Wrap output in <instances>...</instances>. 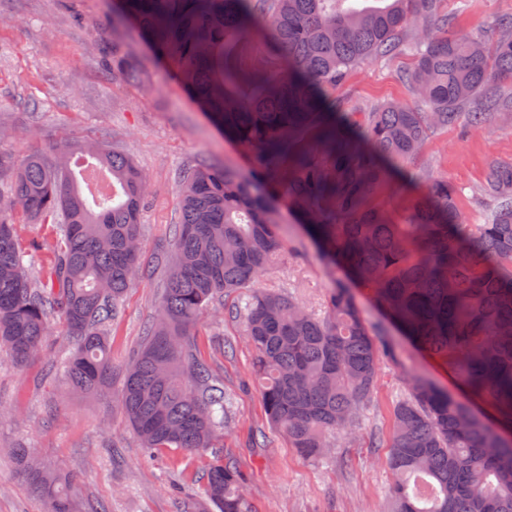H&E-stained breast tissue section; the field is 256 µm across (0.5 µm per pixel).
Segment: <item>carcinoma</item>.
<instances>
[{
	"label": "carcinoma",
	"mask_w": 512,
	"mask_h": 512,
	"mask_svg": "<svg viewBox=\"0 0 512 512\" xmlns=\"http://www.w3.org/2000/svg\"><path fill=\"white\" fill-rule=\"evenodd\" d=\"M112 0L211 120L250 155L264 195L227 169L197 165L181 179V206L160 315L118 395L147 454L212 447L228 419L224 384L198 355L203 313L243 288L242 322L271 423L309 458L326 435L348 431L376 390L381 355L350 289H329L320 314L292 294L259 288L284 258L277 198L331 263L370 290L402 336L448 366L460 399L423 377L393 411L386 466L391 512H512V163L493 162L474 192L472 223L459 187L412 164L439 132H479L512 118V11L473 38L453 27L447 0ZM400 54L402 79L427 106L382 104L344 112L336 90L350 72ZM139 71L112 50V83ZM400 176L414 191L401 208L376 203ZM0 346L23 364L57 318L74 341L62 359L76 390L112 378L105 327L146 261L138 240L146 181L126 153L69 142L16 157L0 150ZM58 221L47 275L24 262L16 215ZM481 401L500 429L478 417ZM47 512H83L61 470L12 450ZM183 512H249L243 478L214 452L203 495Z\"/></svg>",
	"instance_id": "obj_1"
}]
</instances>
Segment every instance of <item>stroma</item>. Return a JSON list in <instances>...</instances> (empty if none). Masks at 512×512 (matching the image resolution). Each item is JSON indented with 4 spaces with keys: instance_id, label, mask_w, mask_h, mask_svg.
Returning <instances> with one entry per match:
<instances>
[{
    "instance_id": "stroma-1",
    "label": "stroma",
    "mask_w": 512,
    "mask_h": 512,
    "mask_svg": "<svg viewBox=\"0 0 512 512\" xmlns=\"http://www.w3.org/2000/svg\"><path fill=\"white\" fill-rule=\"evenodd\" d=\"M116 42L141 73L137 86L112 83ZM407 65L404 58L361 65L336 97L348 112L377 103H412L400 78ZM65 139L106 141L130 155L146 175L140 246L152 265L128 290L108 328V392L86 396L71 388L58 363L68 348L60 325H53L43 352L25 365H16L0 349V512L46 510L11 458V448L19 444L68 472L82 506L100 504L108 512H181L184 493L202 488L199 477L212 461L211 450L187 454L162 448L157 461H147L116 397L158 313L164 266L156 258L173 247L183 171L208 162L247 179L252 169L244 149L186 96L138 31L113 27L108 0H0V150L22 156ZM494 161L512 162L510 125L485 133L449 130L431 143L419 164L463 188L459 204L470 209L471 194ZM276 210L287 227L286 255L259 284L282 287L308 309L320 311L328 288L341 274L322 260L287 207L280 204ZM352 294L367 326L384 329L397 356L381 357L372 402L361 411L354 430L330 436L331 446L319 459L299 454L271 424L253 372V348L241 322L224 317L225 307L245 306L249 291L225 297L198 326L202 358L224 377L229 414L213 445L243 475L251 512H389L392 476L385 466L386 451L370 447V440H389L393 409L413 377L428 378L451 392L457 389L442 362L386 324L366 291L356 287ZM216 340L225 343L224 355L214 353Z\"/></svg>"
}]
</instances>
